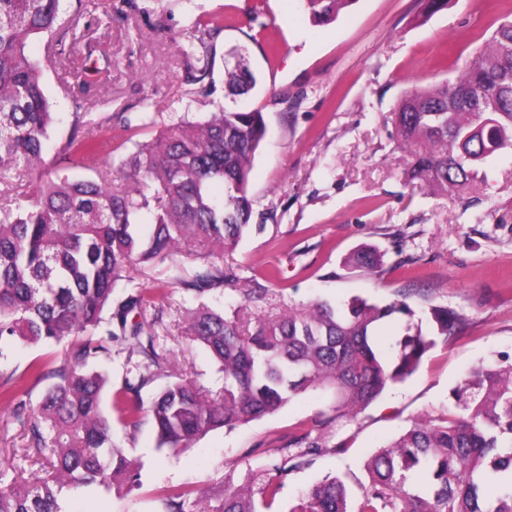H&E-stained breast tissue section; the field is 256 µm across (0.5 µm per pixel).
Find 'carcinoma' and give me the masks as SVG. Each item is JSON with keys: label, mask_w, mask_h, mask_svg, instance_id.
Listing matches in <instances>:
<instances>
[{"label": "carcinoma", "mask_w": 512, "mask_h": 512, "mask_svg": "<svg viewBox=\"0 0 512 512\" xmlns=\"http://www.w3.org/2000/svg\"><path fill=\"white\" fill-rule=\"evenodd\" d=\"M318 25L335 22L357 0H302ZM61 0H0V356L14 342L64 344L58 358L35 359L26 376L52 384L33 415L13 375L0 381V401L28 426L30 446L51 458L49 470L30 480L0 482V512H61L63 491L92 485L124 495L136 486L138 467L112 441V421L102 411L104 377L92 370L122 339L155 371L125 379L113 393V409L130 431L142 422L139 391L168 369L143 319L165 300L140 291L113 301L117 284L136 265L181 256L205 261L182 281L201 298L232 279L224 253L235 249L253 225L249 192L252 162L266 134L262 112L220 108L200 121L165 126L141 146L128 165L132 187H112L96 166L106 119L86 103L72 112L71 133L58 147L65 165L50 166L43 147L55 123L43 68L25 48L47 37L44 54L58 60L76 49L67 28L84 22V0L60 23ZM497 26L454 80L406 95L393 110L404 141L426 144L413 177L445 192L461 191L480 177L495 152L512 148V19ZM227 94L256 86L248 65L225 71ZM224 185L217 200L213 186ZM152 230H139L143 212ZM374 248L352 254L348 265L375 269ZM414 311L403 299L385 304L361 297L318 299L290 306L251 325L246 307L231 314L202 303L186 313L181 335L204 345L224 373L216 394L194 383L168 384L149 413L159 445L185 449L220 427L233 428L278 412L294 397L319 391L329 398L312 426L288 436L296 449L276 475L259 487L225 480L212 512H271L289 471L310 465L327 447L329 428L350 421L390 387L405 382L436 345L464 323L453 309L430 308L431 330L402 323ZM455 410L414 422L367 461L368 483L351 499L337 477L314 484L290 512H512V365L471 369L453 392ZM193 487L173 490L167 512H186Z\"/></svg>", "instance_id": "carcinoma-1"}]
</instances>
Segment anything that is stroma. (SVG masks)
Listing matches in <instances>:
<instances>
[{
  "label": "stroma",
  "mask_w": 512,
  "mask_h": 512,
  "mask_svg": "<svg viewBox=\"0 0 512 512\" xmlns=\"http://www.w3.org/2000/svg\"><path fill=\"white\" fill-rule=\"evenodd\" d=\"M493 4L451 0L429 13L421 0H357L333 24L317 25L299 0H137L134 11L112 0L111 15L95 11L91 29L76 32L77 43H92L116 60L94 97L95 113L109 119L110 146L99 166L111 172L114 185L127 186V160L165 125L201 118L219 105L264 114L267 133L249 178L253 221L261 229L224 256L236 289L211 292L206 304L227 310L244 303L258 321L291 303L353 296L385 303L402 294L416 314L445 306L466 319L410 379L354 421L332 426L329 449L284 478L277 512H288L301 492L329 475L359 491L367 480L365 461L414 418L453 408L452 390L465 372L479 364H512V150L488 159L485 183L461 193L434 191L412 178L421 146L402 142L392 114L405 91L459 74L500 15ZM214 18L222 31L206 52L212 91L194 97L185 78L204 53L197 46L199 24ZM242 58L257 86L233 99L224 72ZM83 61L80 53L66 56L44 72L57 117L46 159L68 136L77 100L61 92L58 78L73 76ZM364 246L380 251V265L371 271L346 266ZM198 267L180 257L143 264L114 290L117 300L134 290L167 294L146 317L171 362L167 374L142 388L144 404L181 378L207 393L224 384L209 351L181 340L176 330L197 305L177 277ZM271 273L276 284L255 295L254 287L267 284ZM243 288L249 299L241 298ZM326 405L318 393H306L274 415L211 430L185 450L160 446L151 419L133 434L113 422L114 441L139 464L138 486L122 496L102 487L67 493L61 507L163 512V489L193 486L199 494L190 512H211L225 478L240 484L271 473L289 433ZM27 444L12 406L0 404V469L7 475L27 479L45 469V461L22 455Z\"/></svg>",
  "instance_id": "1"
}]
</instances>
